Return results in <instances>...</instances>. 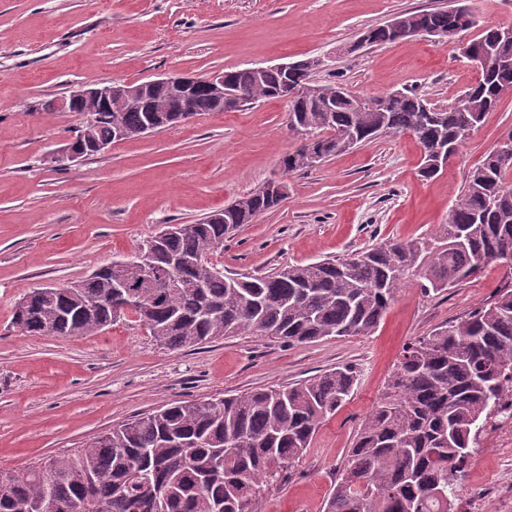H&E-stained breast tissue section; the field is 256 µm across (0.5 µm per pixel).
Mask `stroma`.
Instances as JSON below:
<instances>
[{
  "label": "stroma",
  "mask_w": 512,
  "mask_h": 512,
  "mask_svg": "<svg viewBox=\"0 0 512 512\" xmlns=\"http://www.w3.org/2000/svg\"><path fill=\"white\" fill-rule=\"evenodd\" d=\"M448 0H0V472L76 453L99 434L182 400L285 386L343 365L359 380L325 420L261 512H325L349 448L404 347L493 299L504 270L425 294L407 282L375 331L288 345L233 335L171 350L133 321L94 336H29L12 325L25 293L76 281L134 255L168 224L203 219L278 180L280 205L226 238L225 273L265 274L374 245L434 238L471 168L512 132L501 96L437 177L421 176L408 133L382 134L315 167L285 171L302 139L286 101L207 112L180 126L112 145L58 167L46 156L82 126L80 112L42 101L74 87L142 82L163 74L205 78L224 69L322 61L316 81L361 97L413 89L448 106L480 76L460 35H419L355 48L359 33ZM478 464L462 487L488 512H512V427L488 419Z\"/></svg>",
  "instance_id": "obj_1"
}]
</instances>
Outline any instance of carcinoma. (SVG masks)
Instances as JSON below:
<instances>
[{"mask_svg":"<svg viewBox=\"0 0 512 512\" xmlns=\"http://www.w3.org/2000/svg\"><path fill=\"white\" fill-rule=\"evenodd\" d=\"M400 18L422 29L465 32L472 12L453 19L445 9L406 12ZM370 45L392 43L387 25L366 30ZM472 42L512 59V41L498 28ZM227 83L248 91L245 103L279 99L304 83L271 68L224 71ZM512 70H481L463 95L470 110L457 112L402 92L383 112L354 108L336 95L332 111L312 107L295 121L326 158L340 139L358 143L382 133L410 132L421 151L457 149L499 101V86ZM194 113L215 112L206 85L193 95ZM145 105L99 112L78 144H112L115 131L136 136ZM305 146L283 159L288 172L308 168ZM499 150H491L466 175L463 191L441 226L437 243L421 238L375 245L350 257L293 264L270 274L231 277L199 261L224 238L280 203L261 186L224 209L181 229L161 230L154 247L157 280L169 260L195 261L175 288H142L129 313L114 312L112 283L124 277L119 259L86 279L26 293L12 324L29 336H93L124 318L145 326L172 350L204 345L230 335L278 339L290 346L328 337L365 336L380 324L406 279L419 278L429 294L476 276L490 264L512 270V188ZM93 302V312L84 304ZM358 380L354 366L316 374L288 386L267 387L213 400L170 404L98 435L75 454L0 473V512H30L50 500L53 512H258L265 491L311 447L320 425L346 404ZM512 390V280L496 298L408 344L375 408L363 422L326 512H452V500L474 453L479 423L498 410Z\"/></svg>","mask_w":512,"mask_h":512,"instance_id":"obj_1","label":"carcinoma"}]
</instances>
